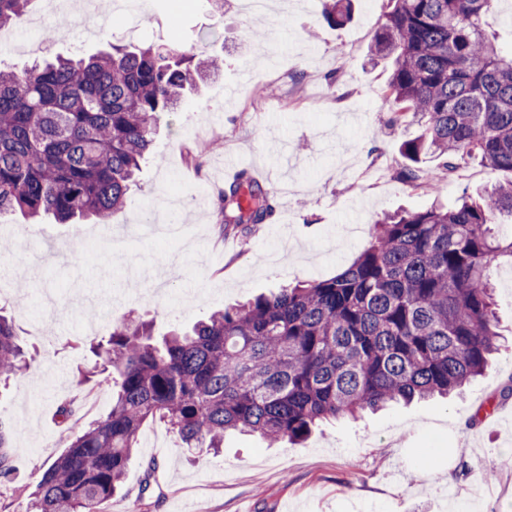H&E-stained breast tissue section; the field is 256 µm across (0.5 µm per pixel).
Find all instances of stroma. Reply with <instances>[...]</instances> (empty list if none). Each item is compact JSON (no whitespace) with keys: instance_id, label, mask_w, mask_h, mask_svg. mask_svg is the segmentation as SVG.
<instances>
[{"instance_id":"obj_1","label":"stroma","mask_w":512,"mask_h":512,"mask_svg":"<svg viewBox=\"0 0 512 512\" xmlns=\"http://www.w3.org/2000/svg\"><path fill=\"white\" fill-rule=\"evenodd\" d=\"M144 12L63 11L36 0L37 29H0V66L43 56H88L110 40L145 47L178 38L219 65L158 126L152 153L123 212L102 223L31 224L0 215V312L12 318L31 363L0 390V422L22 452L0 477V512H27L28 491L74 434L112 408L110 373L89 351L122 317L154 335L253 296L331 277L369 244L372 223L405 208L454 207L502 181L478 160L459 161L433 192L399 175L414 123H388V66L370 46L387 0H354L342 27L324 0H281L271 20L240 0H144ZM251 83L224 97L241 70ZM289 178L272 223L219 236L199 189L224 185V161ZM499 351L492 367L449 400L397 405L342 419L298 444L272 448L228 433L220 454L182 448L167 422L140 428L124 488L103 512H512V260L491 269ZM73 414L61 419L59 409ZM153 468V492L138 489Z\"/></svg>"}]
</instances>
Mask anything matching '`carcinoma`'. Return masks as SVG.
<instances>
[{
    "label": "carcinoma",
    "instance_id": "1",
    "mask_svg": "<svg viewBox=\"0 0 512 512\" xmlns=\"http://www.w3.org/2000/svg\"><path fill=\"white\" fill-rule=\"evenodd\" d=\"M33 0H0V27ZM371 55L391 61L389 121L417 122L400 147V177L427 190L465 158L512 174V53L486 32L492 0H388ZM352 0H326L341 26ZM217 62L176 43L88 59L0 69V213L61 224L123 210L160 117ZM439 160L421 180L419 163ZM223 232L274 215V193L242 175L217 193ZM512 179L451 208L386 214L369 246L341 272L258 296L155 343L124 318L97 354L112 367V409L54 460L29 512H101L122 493L137 435L169 423L189 448H220L224 434L295 443L319 424L392 403L446 397L490 367L498 350L495 260H512ZM18 334L0 315V378L23 374ZM16 455L0 423V476Z\"/></svg>",
    "mask_w": 512,
    "mask_h": 512
}]
</instances>
